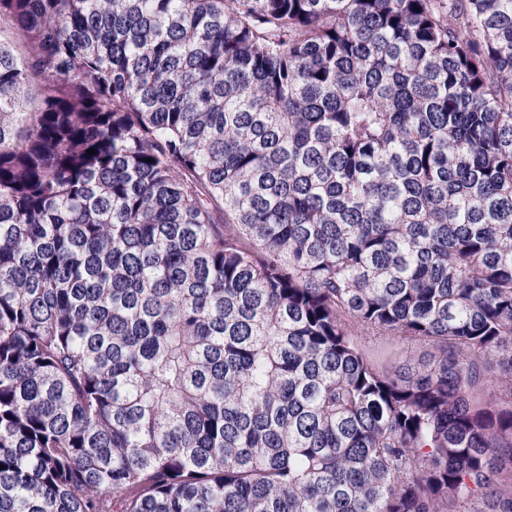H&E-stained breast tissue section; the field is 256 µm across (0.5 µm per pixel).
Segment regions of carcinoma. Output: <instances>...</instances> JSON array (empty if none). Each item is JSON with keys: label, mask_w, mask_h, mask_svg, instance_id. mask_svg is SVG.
I'll return each mask as SVG.
<instances>
[{"label": "carcinoma", "mask_w": 512, "mask_h": 512, "mask_svg": "<svg viewBox=\"0 0 512 512\" xmlns=\"http://www.w3.org/2000/svg\"><path fill=\"white\" fill-rule=\"evenodd\" d=\"M0 23V512H512V0ZM362 345L372 354L382 355L387 365L393 370H398L408 359L413 363L427 361L430 358L431 348L424 344L409 345L407 355L401 352L402 345L392 343L386 336L373 332H363L360 336Z\"/></svg>", "instance_id": "carcinoma-1"}]
</instances>
